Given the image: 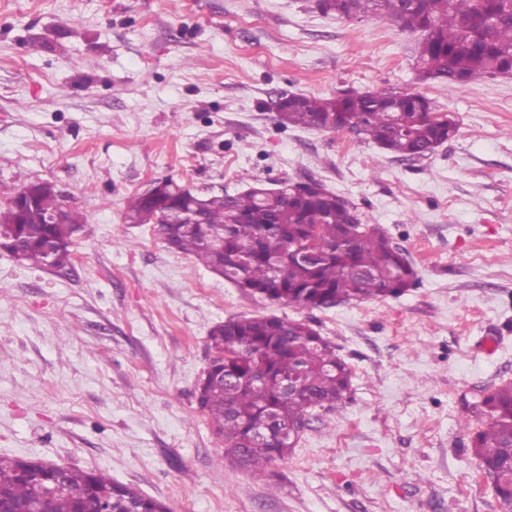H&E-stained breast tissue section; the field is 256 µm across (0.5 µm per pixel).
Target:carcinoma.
<instances>
[{
  "instance_id": "1",
  "label": "carcinoma",
  "mask_w": 512,
  "mask_h": 512,
  "mask_svg": "<svg viewBox=\"0 0 512 512\" xmlns=\"http://www.w3.org/2000/svg\"><path fill=\"white\" fill-rule=\"evenodd\" d=\"M318 8L423 33L416 54L426 79L459 85L479 76H512V0H318ZM275 111L283 126L343 133L354 125L357 140L396 158L426 157L457 133L455 121L429 98L395 89L333 98L284 92ZM197 205L205 223H179L180 212ZM60 209V198L48 188L16 214L9 203L0 207L6 220L15 214L12 230L27 242L13 251L18 261L58 270L72 266V244L50 254L43 248L46 239L84 227L76 208L66 212L67 223H49ZM126 221L152 225L170 249L194 256L243 293L301 309L397 297L419 281L401 248L361 223L347 199L312 178L284 181L276 191L251 187L203 196L167 180L157 184L152 200L131 197ZM208 349L213 372L233 378L197 388L198 407L225 456L243 455L245 468L258 478L301 438L281 435L282 425L306 426L313 412L340 407L350 393V367L304 320L230 317L212 327ZM290 378L298 383L292 393L285 391ZM467 410L462 428L479 467L490 476L508 472L512 382L486 392ZM90 484L112 493V512H169L163 502L102 472L0 456V495L16 512H90V502L72 493ZM494 489L502 512H512V480H496Z\"/></svg>"
}]
</instances>
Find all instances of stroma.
I'll return each mask as SVG.
<instances>
[{
    "mask_svg": "<svg viewBox=\"0 0 512 512\" xmlns=\"http://www.w3.org/2000/svg\"><path fill=\"white\" fill-rule=\"evenodd\" d=\"M415 43L316 0H0V203L26 175L84 215L72 268L0 251V456L103 472L171 512H501L462 423L512 382V77L422 80ZM385 87L432 99L456 137L401 160L271 109ZM309 177L406 252L415 288L273 305L125 221L162 179ZM269 315L313 319L353 376L258 479L194 393L210 329Z\"/></svg>",
    "mask_w": 512,
    "mask_h": 512,
    "instance_id": "obj_1",
    "label": "stroma"
}]
</instances>
